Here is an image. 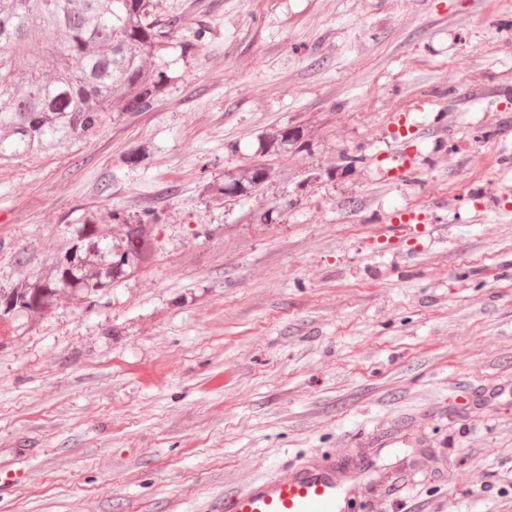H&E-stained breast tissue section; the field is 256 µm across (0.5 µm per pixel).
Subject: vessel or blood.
<instances>
[{
    "mask_svg": "<svg viewBox=\"0 0 512 512\" xmlns=\"http://www.w3.org/2000/svg\"><path fill=\"white\" fill-rule=\"evenodd\" d=\"M415 230L413 214L402 211L377 234L394 249ZM365 477V472L348 473L332 462L284 465L226 493L210 512H351Z\"/></svg>",
    "mask_w": 512,
    "mask_h": 512,
    "instance_id": "1",
    "label": "vessel or blood"
}]
</instances>
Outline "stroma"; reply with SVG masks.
<instances>
[{"label":"stroma","instance_id":"35a3bbf8","mask_svg":"<svg viewBox=\"0 0 512 512\" xmlns=\"http://www.w3.org/2000/svg\"><path fill=\"white\" fill-rule=\"evenodd\" d=\"M150 14L181 25L154 109L0 170V288L88 216L153 239L106 292L0 321V469L26 475L0 512H209L390 430L421 467L383 449L354 512H512V0ZM253 164L257 190L213 196ZM400 210L424 230L394 253L373 231Z\"/></svg>","mask_w":512,"mask_h":512}]
</instances>
